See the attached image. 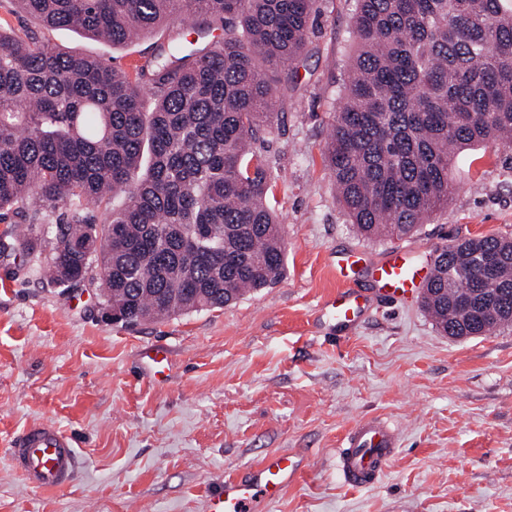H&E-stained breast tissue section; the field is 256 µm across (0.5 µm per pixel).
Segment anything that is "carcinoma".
Returning <instances> with one entry per match:
<instances>
[{
  "mask_svg": "<svg viewBox=\"0 0 512 512\" xmlns=\"http://www.w3.org/2000/svg\"><path fill=\"white\" fill-rule=\"evenodd\" d=\"M12 3L45 29L114 46L159 38L117 71L34 29L0 28V253L34 259L56 284L98 269L128 324L275 285L286 268L269 205L278 175L254 144L281 132L319 0ZM214 27L223 37L210 44ZM351 36L326 160L360 234L405 237L447 208L454 151L512 143V0H354ZM431 263L421 303L439 332L512 325L511 237L455 239Z\"/></svg>",
  "mask_w": 512,
  "mask_h": 512,
  "instance_id": "cac0c4a2",
  "label": "carcinoma"
}]
</instances>
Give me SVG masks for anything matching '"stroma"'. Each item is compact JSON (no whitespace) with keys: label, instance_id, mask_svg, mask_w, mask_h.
Returning <instances> with one entry per match:
<instances>
[{"label":"stroma","instance_id":"1","mask_svg":"<svg viewBox=\"0 0 512 512\" xmlns=\"http://www.w3.org/2000/svg\"><path fill=\"white\" fill-rule=\"evenodd\" d=\"M352 0H321L299 90L280 109L282 135L258 144L279 179L270 197L283 220L279 283L224 308L162 321L113 323L97 281L58 285L31 262L0 256V512H205L229 475L273 453L302 458L305 474L264 512H512V326L456 340L419 298L381 296L370 270L397 245L415 264L454 237H512V144L457 151L447 209L413 236L368 240L336 199L324 150L352 54ZM53 45L118 68L149 57L72 30ZM360 252L349 280L336 257ZM347 288L370 300L354 325L325 302ZM169 352L161 382L140 353ZM401 430L372 485H346L337 450L362 419ZM55 422L80 468L44 492L9 462L13 436Z\"/></svg>","mask_w":512,"mask_h":512}]
</instances>
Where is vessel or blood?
Wrapping results in <instances>:
<instances>
[{
    "mask_svg": "<svg viewBox=\"0 0 512 512\" xmlns=\"http://www.w3.org/2000/svg\"><path fill=\"white\" fill-rule=\"evenodd\" d=\"M371 276L386 295L404 294L416 288L419 271L408 252L396 250L374 266ZM336 317L353 323L364 303L360 295L341 291L330 300ZM400 441L398 428L376 420H364L348 434L344 447L337 452V469L344 482L354 487L373 484L383 473ZM10 463L30 485L46 492L66 487L78 467L74 439L53 423L24 428L11 444ZM301 472L300 461L291 455L265 457L252 481L225 479L223 486L207 500V512H251L258 501H271Z\"/></svg>",
    "mask_w": 512,
    "mask_h": 512,
    "instance_id": "b4317fda",
    "label": "vessel or blood"
}]
</instances>
